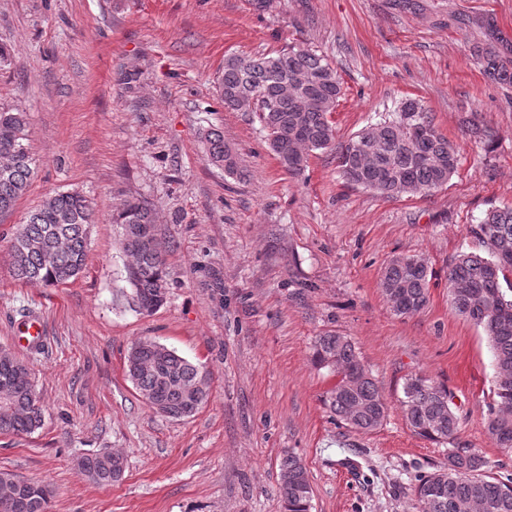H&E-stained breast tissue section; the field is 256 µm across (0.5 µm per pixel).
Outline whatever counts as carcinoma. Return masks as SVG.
Masks as SVG:
<instances>
[{
    "instance_id": "obj_1",
    "label": "carcinoma",
    "mask_w": 512,
    "mask_h": 512,
    "mask_svg": "<svg viewBox=\"0 0 512 512\" xmlns=\"http://www.w3.org/2000/svg\"><path fill=\"white\" fill-rule=\"evenodd\" d=\"M475 55L494 81L512 82V71L492 47ZM224 107L256 116L281 167L298 176L310 153L335 143L332 114L342 95L336 67L309 46L274 54L224 57L218 79ZM26 119L17 108L0 110V213L12 209L35 174L27 144ZM209 161L229 175L238 173L236 155L224 145L221 130L204 133ZM344 180L386 198L429 194L448 183L458 167V155L416 100L371 124L339 153ZM94 209L77 191L47 197L13 233L12 273L34 286L58 287L83 270ZM121 248L129 259L132 300L149 313L167 298L166 260L157 239L156 218L147 206L128 200L113 215ZM470 233L487 255L461 254L448 268L451 310L481 328L494 354L495 373H512V206L491 207L471 225ZM432 272L418 255L397 256L383 272V291L393 312H421L429 299ZM312 363L336 376L325 405L350 428L368 433L380 428L387 402L371 373L364 369L354 343L338 333H324L312 345ZM126 371L141 398L170 419L192 416L208 402V371L175 350L149 338L132 344ZM494 405L487 421L489 435L500 448L512 450V382L494 380ZM411 431L434 443L454 440L459 427L448 388L425 376L406 379L401 401ZM44 412L28 365L0 348V434L31 433L43 425ZM79 466L93 483L121 481L125 458L112 451L85 454ZM10 487L14 500L7 512H50L51 490L37 482L0 471V488ZM279 494L284 512H310L312 488L303 460L288 453L280 462ZM421 512H457L467 504L472 512H512V477H497L488 461L473 448H451L448 463L421 476L413 487Z\"/></svg>"
}]
</instances>
